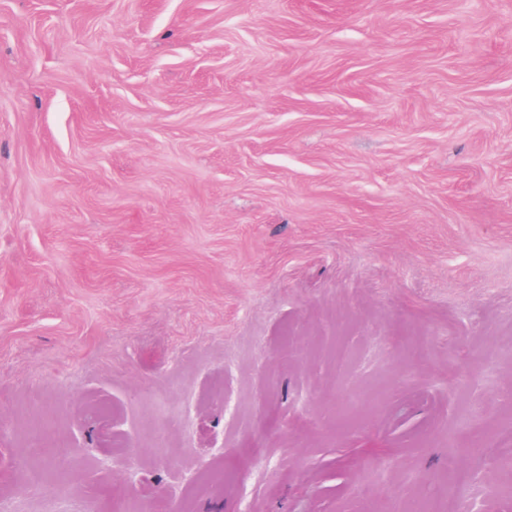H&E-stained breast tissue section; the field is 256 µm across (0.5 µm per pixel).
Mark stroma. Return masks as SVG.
<instances>
[{"instance_id":"stroma-1","label":"stroma","mask_w":512,"mask_h":512,"mask_svg":"<svg viewBox=\"0 0 512 512\" xmlns=\"http://www.w3.org/2000/svg\"><path fill=\"white\" fill-rule=\"evenodd\" d=\"M510 429L512 0H0V512H512Z\"/></svg>"}]
</instances>
